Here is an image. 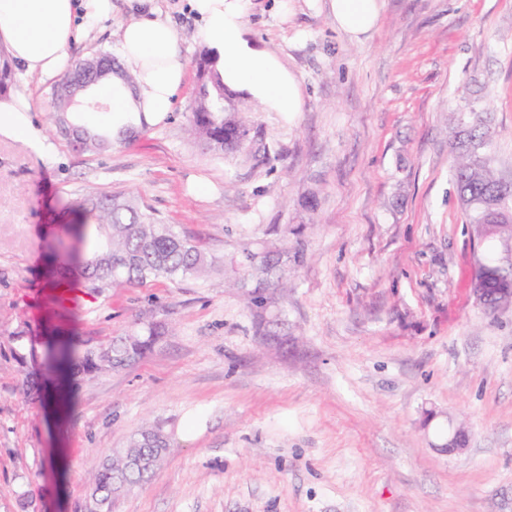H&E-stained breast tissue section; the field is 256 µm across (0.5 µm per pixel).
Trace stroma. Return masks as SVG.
I'll return each instance as SVG.
<instances>
[{"label":"stroma","instance_id":"1","mask_svg":"<svg viewBox=\"0 0 512 512\" xmlns=\"http://www.w3.org/2000/svg\"><path fill=\"white\" fill-rule=\"evenodd\" d=\"M188 80L172 112L103 153L55 134L51 82L19 77L45 146L0 135V512H79L89 471L145 420L164 461L112 512H512V308L472 295L479 255L452 178L453 118L490 119L512 181V0H384L351 43L326 13L251 0L247 36L302 80L304 110L231 104L251 129L215 156L187 131L203 49L168 0ZM119 16L70 55L118 52ZM122 192L202 246L215 268L177 285L61 304L41 240L59 202ZM268 242L307 262L266 316L224 266ZM168 332L136 365L56 409L31 352L52 329L106 342ZM468 444L441 450L457 427Z\"/></svg>","mask_w":512,"mask_h":512}]
</instances>
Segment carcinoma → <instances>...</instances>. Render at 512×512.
<instances>
[{
  "instance_id": "obj_1",
  "label": "carcinoma",
  "mask_w": 512,
  "mask_h": 512,
  "mask_svg": "<svg viewBox=\"0 0 512 512\" xmlns=\"http://www.w3.org/2000/svg\"><path fill=\"white\" fill-rule=\"evenodd\" d=\"M199 93L188 116L191 132L216 154L236 153L244 148L248 127L237 114L226 109V87L216 62L204 51L198 59ZM84 143L79 149L100 152L112 149L110 131L87 123L80 124ZM484 142L490 147L488 124L477 119L458 129L454 144L452 177L460 200L472 202L466 208L470 223L477 226L485 201L494 200L512 211V189L504 186L488 162L471 154L469 143ZM67 219L53 225L44 240L50 258L49 279L55 288H79L94 295L106 288H135L167 281L178 284L188 277L201 278L213 261L195 242L177 235L171 225L162 224L134 200L123 194L86 196L66 205ZM483 266L476 268L474 281L484 282L483 267L500 266L504 275L512 267L499 265L497 243L512 238V218L491 220ZM299 248H274L244 252L239 264L242 280L257 288L281 290L288 287L291 266L303 262ZM165 334V326L148 323L112 338L108 344H93L85 339H50L45 343L44 363L50 373L64 371L73 379L104 369H125L150 351ZM169 436L159 425L149 424L135 433L123 448L112 451L95 468L84 512H112V500L139 486L163 462Z\"/></svg>"
}]
</instances>
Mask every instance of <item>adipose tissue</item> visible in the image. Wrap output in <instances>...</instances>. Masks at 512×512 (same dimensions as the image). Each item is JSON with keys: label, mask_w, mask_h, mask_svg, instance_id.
Segmentation results:
<instances>
[{"label": "adipose tissue", "mask_w": 512, "mask_h": 512, "mask_svg": "<svg viewBox=\"0 0 512 512\" xmlns=\"http://www.w3.org/2000/svg\"><path fill=\"white\" fill-rule=\"evenodd\" d=\"M350 41L362 44L377 31L383 0H314ZM120 56L126 74L112 79V122L155 124L172 110L173 97L186 80L177 33L158 0H125ZM199 20L197 36L217 56L227 87L259 102L266 111L292 115L303 109L300 82L280 59L246 38V0H190ZM112 0H0V45L24 75L41 80L60 78L69 65V49L79 39L78 15L88 21L111 17ZM34 103L24 93L0 98V134H23L43 144L41 131L28 119Z\"/></svg>", "instance_id": "1"}]
</instances>
